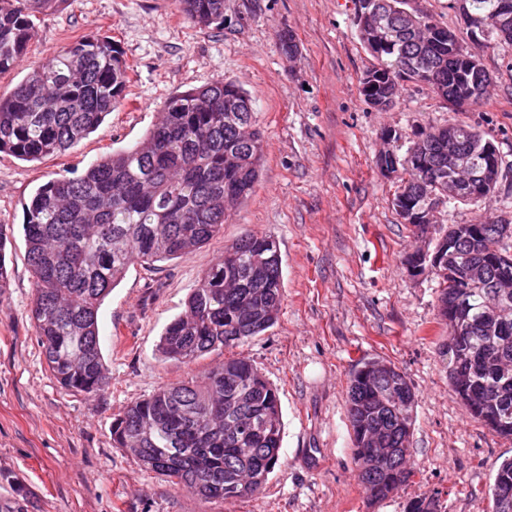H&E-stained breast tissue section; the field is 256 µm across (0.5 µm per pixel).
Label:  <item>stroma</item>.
Here are the masks:
<instances>
[{"instance_id": "stroma-1", "label": "stroma", "mask_w": 512, "mask_h": 512, "mask_svg": "<svg viewBox=\"0 0 512 512\" xmlns=\"http://www.w3.org/2000/svg\"><path fill=\"white\" fill-rule=\"evenodd\" d=\"M353 0H224V21L190 23L176 0H67L42 20L28 54L0 75L9 95L32 65L84 36L112 38L131 66L124 98L75 147L26 162L0 153V224L8 286L0 290V512H403L412 497L440 491L446 512H492L486 494L512 439L475 422L448 383L438 347L439 285L413 274L406 257L433 249L453 224L484 221V207L443 209L416 235L393 208L399 174L377 165L384 136L408 146L416 129L440 126L447 103L406 84L388 112L360 89L374 59L360 41ZM298 45L286 56L278 42ZM493 78L484 104L459 112L512 164V52L466 42ZM224 78L251 99L263 132L254 193L220 234L182 257L132 266L98 312L110 387L100 397L62 390L46 365L31 319L33 277L22 231L36 189L78 174L103 155L141 142L171 95ZM248 233L275 237L284 300L263 334L191 364L158 351L203 273ZM235 357L277 388L284 470L251 498L224 501L178 491L115 447L112 422L158 388ZM395 364L416 396L409 463L416 476L388 499L370 501L353 474L346 390L365 359Z\"/></svg>"}]
</instances>
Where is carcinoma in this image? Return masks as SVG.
Instances as JSON below:
<instances>
[{
	"mask_svg": "<svg viewBox=\"0 0 512 512\" xmlns=\"http://www.w3.org/2000/svg\"><path fill=\"white\" fill-rule=\"evenodd\" d=\"M65 0H0V74L13 69L35 38L36 20ZM192 23L224 19V0H177ZM485 29L493 49L512 47V12L505 0H463ZM381 16L380 43L363 45L376 60L361 80L364 100L388 112L407 81L430 87L448 103L481 105L492 77L463 39L407 0H372ZM130 66L108 36L71 43L36 63L7 97L0 96V153L27 162L63 152L94 132L123 98ZM461 161L486 185L476 202L489 211L481 224H454L435 245L451 254L434 272L438 316L448 326L439 347L448 380L471 418L512 438V300L487 309L482 296L503 275L512 276V220L496 214L503 197V159L471 124L448 120L425 126L401 158L393 205L411 222L431 197L448 198V139ZM263 139L246 93L217 79L169 97L160 120L139 145L41 185L24 208L22 230L34 278L32 319L46 363L61 388L102 394L110 377L98 331V311L130 267L181 257L224 228L230 210L254 191ZM485 263L484 279L468 286L462 274ZM279 246L268 234H248L224 246L223 258L192 289L185 312L165 328L159 349L192 363L260 335L276 321L282 300ZM463 304V317L448 309ZM417 398L404 373L368 359L350 374L347 411L355 478L369 499L382 501L412 483L409 442ZM115 446L133 450L140 464L177 489L224 500L257 494L282 467V415L277 389L251 363L227 358L203 384L184 381L136 400L112 426ZM493 512H512V459L502 462L488 487ZM404 512H445L439 493L409 499Z\"/></svg>",
	"mask_w": 512,
	"mask_h": 512,
	"instance_id": "1",
	"label": "carcinoma"
}]
</instances>
